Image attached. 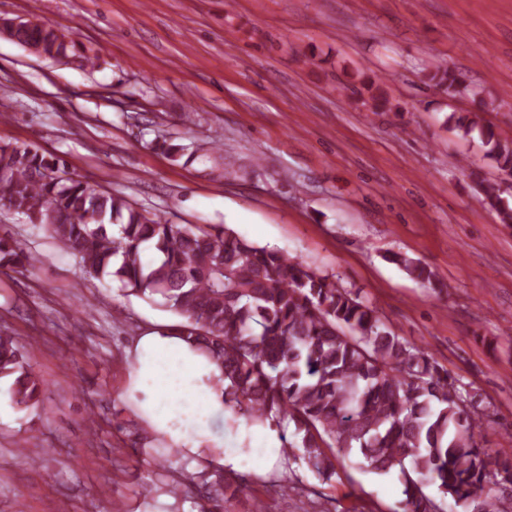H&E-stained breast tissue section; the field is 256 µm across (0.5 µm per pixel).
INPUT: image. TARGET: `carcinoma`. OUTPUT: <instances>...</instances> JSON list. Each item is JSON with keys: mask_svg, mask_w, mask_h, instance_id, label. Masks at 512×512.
<instances>
[{"mask_svg": "<svg viewBox=\"0 0 512 512\" xmlns=\"http://www.w3.org/2000/svg\"><path fill=\"white\" fill-rule=\"evenodd\" d=\"M57 61L78 57L94 66L52 23L14 33ZM430 82L452 97L462 75L437 70ZM375 112L395 109L367 79ZM445 123L463 138L477 131L496 168L512 173V142L483 124L480 112L450 113ZM503 224L512 208L501 183H480ZM0 210L36 212L53 238L75 255L86 275L111 277L131 295L153 300L180 317L170 329L222 369L224 404L234 424L270 421L281 431L288 463L318 477L336 474V456L358 461L401 485L404 512H512L494 486L512 487V462L492 459L477 443L482 422L469 395L424 348L397 335L378 310L338 280L299 258L259 246L225 225L173 224L139 211L72 176L64 162L29 145L0 144ZM391 261L422 283L435 279L421 261ZM37 257L0 238V268L29 270ZM11 380L19 409L41 401L42 383L15 337L0 332V379ZM292 439H286L287 429ZM433 484L439 498L424 491ZM193 488L200 512H224L242 491L223 470L187 474L166 492Z\"/></svg>", "mask_w": 512, "mask_h": 512, "instance_id": "carcinoma-1", "label": "carcinoma"}]
</instances>
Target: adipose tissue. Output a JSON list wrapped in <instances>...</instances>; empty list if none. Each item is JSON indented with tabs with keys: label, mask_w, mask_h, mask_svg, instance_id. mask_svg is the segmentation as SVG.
Here are the masks:
<instances>
[{
	"label": "adipose tissue",
	"mask_w": 512,
	"mask_h": 512,
	"mask_svg": "<svg viewBox=\"0 0 512 512\" xmlns=\"http://www.w3.org/2000/svg\"><path fill=\"white\" fill-rule=\"evenodd\" d=\"M130 355L131 386L144 394L138 411L147 428L164 436L191 464H233L235 450L225 448L223 436L213 428L215 417L224 411V387L216 364L181 336L162 329L138 336ZM187 407L194 411L191 430L173 427L174 418ZM242 445L252 450L259 473L269 459L281 454L279 434L267 424L251 425Z\"/></svg>",
	"instance_id": "ef3b65f1"
}]
</instances>
